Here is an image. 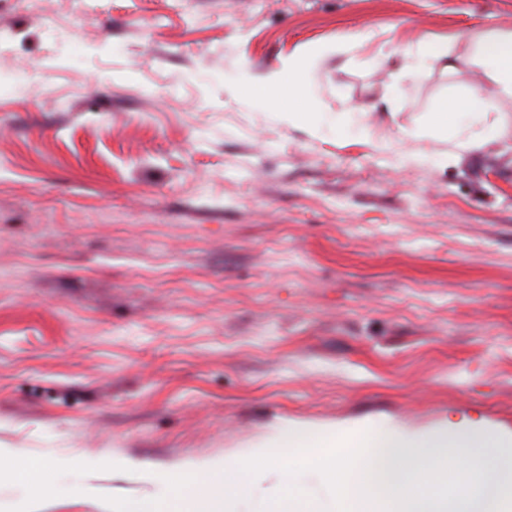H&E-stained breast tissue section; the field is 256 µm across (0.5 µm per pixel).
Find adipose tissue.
<instances>
[{"instance_id":"adipose-tissue-1","label":"adipose tissue","mask_w":512,"mask_h":512,"mask_svg":"<svg viewBox=\"0 0 512 512\" xmlns=\"http://www.w3.org/2000/svg\"><path fill=\"white\" fill-rule=\"evenodd\" d=\"M324 54V49H313L308 61L289 69L287 82L246 87L242 93L247 98L266 101L288 98L292 103L289 123L307 121L311 105L308 69ZM437 66L449 71L461 66L469 68L479 72L486 84L442 101L428 124L413 130V137L430 135L448 144L447 150L418 154L417 162L444 163L451 155L471 152L486 144H512V116L500 110L504 101H512V30L487 29L461 54L454 53L445 43L423 45L415 58V70Z\"/></svg>"}]
</instances>
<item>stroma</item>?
<instances>
[{"mask_svg": "<svg viewBox=\"0 0 512 512\" xmlns=\"http://www.w3.org/2000/svg\"><path fill=\"white\" fill-rule=\"evenodd\" d=\"M512 0H0V444L171 468L270 424L512 433V152L411 139L471 70L418 48ZM310 74L288 125L241 82ZM41 512L148 486L71 476Z\"/></svg>", "mask_w": 512, "mask_h": 512, "instance_id": "1", "label": "stroma"}]
</instances>
